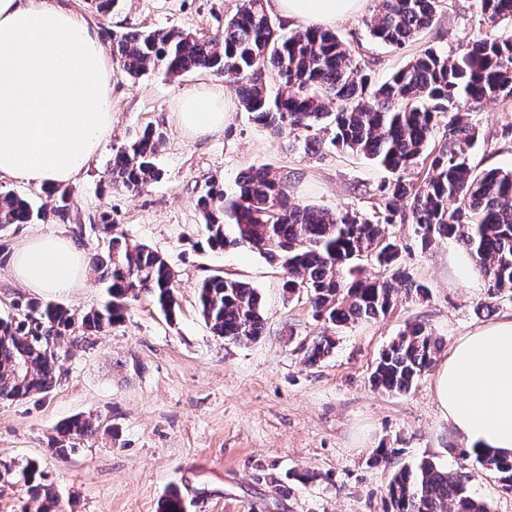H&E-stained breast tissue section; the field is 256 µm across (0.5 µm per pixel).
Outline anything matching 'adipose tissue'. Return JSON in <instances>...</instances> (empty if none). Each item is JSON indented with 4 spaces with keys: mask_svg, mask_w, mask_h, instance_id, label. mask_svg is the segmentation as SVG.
I'll return each mask as SVG.
<instances>
[{
    "mask_svg": "<svg viewBox=\"0 0 512 512\" xmlns=\"http://www.w3.org/2000/svg\"><path fill=\"white\" fill-rule=\"evenodd\" d=\"M365 0H271L291 22L326 27ZM113 71L97 33L63 0H0V177L51 188L75 182L112 129ZM229 109L210 89L184 95L191 135L223 133ZM15 283L64 294L84 274L63 234L28 239L11 263ZM443 417L467 447L512 458V317L458 338L435 378Z\"/></svg>",
    "mask_w": 512,
    "mask_h": 512,
    "instance_id": "ef3b65f1",
    "label": "adipose tissue"
}]
</instances>
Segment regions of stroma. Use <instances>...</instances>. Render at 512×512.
Segmentation results:
<instances>
[{"label":"stroma","mask_w":512,"mask_h":512,"mask_svg":"<svg viewBox=\"0 0 512 512\" xmlns=\"http://www.w3.org/2000/svg\"><path fill=\"white\" fill-rule=\"evenodd\" d=\"M94 27L103 45L133 28L179 27L202 35L236 13L239 0H119L109 15L92 0H68ZM373 5L336 21L334 31L357 47L372 82L384 80L419 49L374 42L367 24ZM479 26L475 0H445L423 41L455 52ZM422 41V42H423ZM223 92L231 112L222 134L194 138L177 122L184 94ZM469 118L477 131L473 158L480 168L512 169V147L500 139L512 125V104L485 101ZM147 126L165 134L162 176L133 194L111 188L106 174L113 148ZM314 135L312 151H293L274 138L238 102L235 86L205 71L167 79L150 72L112 82V130L81 178L70 184L71 203L87 212L111 210L116 233L129 244L164 254L178 273L175 319L147 298L132 302L124 322L69 349L65 375L45 394L0 401V463L37 461L59 494L62 512H159L178 490L186 512H390L387 486L396 471L430 459L468 468L471 493L491 512H512V492L497 475L460 454L465 442L437 407L434 374L404 395L374 389L370 375L382 350L407 322L431 326L446 344L512 315V292L500 294L492 315L477 313L489 291L460 246L451 240L428 250L410 224L388 226L404 246V264L426 296L400 299L383 318L348 326L329 357L308 364L304 347L322 330L303 297H288L284 273L246 249L203 252L196 242L202 216L196 194L206 181L231 185L263 164L287 173L293 200L329 208L371 210L382 169L330 148ZM55 220L18 224L0 255V315L22 296L10 277L11 253L29 237L63 232ZM256 288L265 334L239 345L213 336L196 311V286L217 272ZM89 418L97 431L77 451H50L58 424ZM392 450L371 465L373 449Z\"/></svg>","instance_id":"stroma-1"}]
</instances>
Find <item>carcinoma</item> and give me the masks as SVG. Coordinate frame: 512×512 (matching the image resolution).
Returning <instances> with one entry per match:
<instances>
[{
	"mask_svg": "<svg viewBox=\"0 0 512 512\" xmlns=\"http://www.w3.org/2000/svg\"><path fill=\"white\" fill-rule=\"evenodd\" d=\"M370 35L402 46L429 29L442 0H374ZM484 24L500 28L493 38L468 42L453 58L432 46L414 55L384 83L373 86L356 54L329 28L286 31L268 14L264 0H242L236 14L210 35L171 27L133 30L112 38L110 54L124 76L152 68L167 78L206 71L236 85L239 102L254 123L274 136L328 129L330 145L384 167L392 178L378 188L379 206L370 211L332 209L291 201L288 177L271 167H252L232 187L210 181L196 206L203 218L201 248L245 247L285 274L288 295L306 293L323 331L307 348L313 365L336 349L347 325L387 314L401 290L425 295L409 280L403 246L387 235L388 224L415 227L421 249L453 239L487 280L490 295L512 291V171L472 164L476 128L469 108L487 100L512 102V0H477ZM448 116L434 140L440 115ZM163 132L147 126L116 148L107 163L112 186L139 193L161 175L157 158ZM60 204L53 215L72 231L90 228L104 235V253L93 258L106 294L97 307L77 312L61 304L19 299L15 312L0 316V400H27L61 380L63 337L83 344L125 318L129 303L148 297L169 319L175 317L177 273L166 256L146 244L130 245L113 233L112 214L88 218L71 208L68 189H54ZM46 211L30 200L0 190V231L45 221ZM373 263L387 272L365 274ZM198 312L211 333L238 344L265 333L257 289L216 274L197 289ZM442 337L422 321L405 327L383 349L371 385L402 395L433 367ZM52 453L67 457L94 431L89 419L74 417L55 428ZM499 475L512 491V460L461 450ZM37 464L0 465V484L23 481L43 512L58 503ZM465 469L448 470L423 459L402 468L387 491L392 512H490L468 489Z\"/></svg>",
	"mask_w": 512,
	"mask_h": 512,
	"instance_id": "1",
	"label": "carcinoma"
}]
</instances>
